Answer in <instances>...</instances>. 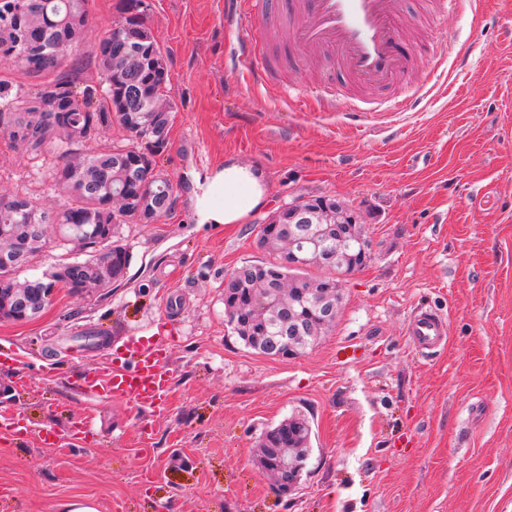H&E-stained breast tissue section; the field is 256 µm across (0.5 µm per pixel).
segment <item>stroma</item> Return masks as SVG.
<instances>
[{
	"label": "stroma",
	"mask_w": 512,
	"mask_h": 512,
	"mask_svg": "<svg viewBox=\"0 0 512 512\" xmlns=\"http://www.w3.org/2000/svg\"><path fill=\"white\" fill-rule=\"evenodd\" d=\"M148 25L168 71L170 144L157 168L168 212L121 225L122 282L54 290L29 321L0 320V411L30 430L0 437V512H60L76 496L99 512H512V0H459L434 39L468 56L426 70L423 45L401 89L425 86L420 110L309 112L277 88L343 80L326 54H296L274 14L259 15L278 62L267 85L236 62L224 0H150ZM74 80L99 78L98 39L124 21L120 0H90ZM259 165L269 199L247 223L199 226L190 175L225 157ZM55 210L65 198L0 134V194ZM305 195L347 203L374 258L343 283L344 304L319 343L288 360L247 348L224 318V277L265 260L260 229ZM447 316L448 341L418 354L408 318ZM168 351L167 410L89 401L77 386L125 336ZM96 415V434L77 428ZM294 413L312 426L297 489L281 494L256 442ZM60 445L44 447L40 430Z\"/></svg>",
	"instance_id": "stroma-1"
}]
</instances>
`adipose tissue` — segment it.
<instances>
[{
  "label": "adipose tissue",
  "mask_w": 512,
  "mask_h": 512,
  "mask_svg": "<svg viewBox=\"0 0 512 512\" xmlns=\"http://www.w3.org/2000/svg\"><path fill=\"white\" fill-rule=\"evenodd\" d=\"M194 212L200 224H244L262 206L269 187L257 168L225 158L222 167L191 176Z\"/></svg>",
  "instance_id": "ef3b65f1"
}]
</instances>
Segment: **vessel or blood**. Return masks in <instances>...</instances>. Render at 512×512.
Wrapping results in <instances>:
<instances>
[{
    "label": "vessel or blood",
    "instance_id": "obj_1",
    "mask_svg": "<svg viewBox=\"0 0 512 512\" xmlns=\"http://www.w3.org/2000/svg\"><path fill=\"white\" fill-rule=\"evenodd\" d=\"M261 0H224V22L236 28L239 61L254 83L263 84L274 65L262 50L263 30L244 26L257 13ZM294 19L288 37L303 53L328 51L338 62L351 91L346 97L328 95L323 84L301 87L297 96L315 112H346L366 116L362 94L396 87L412 65L411 49L403 38L408 17L404 0H293ZM422 89L393 96L380 105L382 113L411 112L423 101ZM406 334L420 349L443 344L447 323L430 309H419L410 318ZM80 389L92 398H115L156 413L165 409L170 379L160 344L129 337L123 362H111L80 377Z\"/></svg>",
    "mask_w": 512,
    "mask_h": 512
}]
</instances>
